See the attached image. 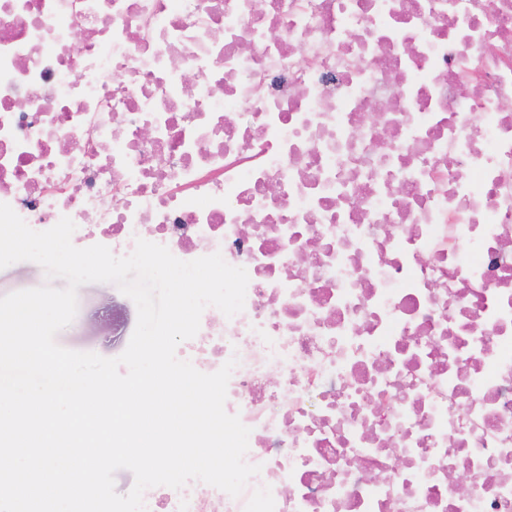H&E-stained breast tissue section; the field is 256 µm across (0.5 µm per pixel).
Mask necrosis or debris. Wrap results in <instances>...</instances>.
Here are the masks:
<instances>
[{
    "label": "necrosis or debris",
    "mask_w": 512,
    "mask_h": 512,
    "mask_svg": "<svg viewBox=\"0 0 512 512\" xmlns=\"http://www.w3.org/2000/svg\"><path fill=\"white\" fill-rule=\"evenodd\" d=\"M0 203L247 271L260 472L147 512H512V0H0Z\"/></svg>",
    "instance_id": "4bbe7bcc"
}]
</instances>
